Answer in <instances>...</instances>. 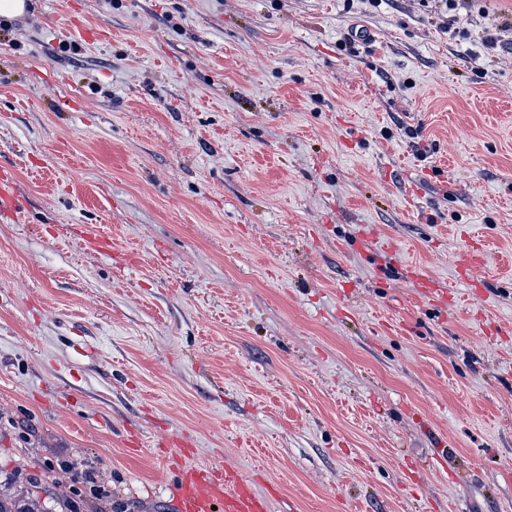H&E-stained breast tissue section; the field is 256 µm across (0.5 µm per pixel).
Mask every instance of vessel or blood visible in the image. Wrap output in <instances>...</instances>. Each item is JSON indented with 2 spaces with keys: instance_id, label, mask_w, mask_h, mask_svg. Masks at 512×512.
I'll return each instance as SVG.
<instances>
[{
  "instance_id": "obj_1",
  "label": "vessel or blood",
  "mask_w": 512,
  "mask_h": 512,
  "mask_svg": "<svg viewBox=\"0 0 512 512\" xmlns=\"http://www.w3.org/2000/svg\"><path fill=\"white\" fill-rule=\"evenodd\" d=\"M25 208V195L15 175L0 168V219H16ZM484 262L483 252L473 245L458 256L455 265L464 280L475 288L479 282L473 273ZM403 276L431 306L441 309L447 305V290L427 268L410 266ZM168 490L177 512H267L265 500L253 493L249 481L238 469L231 467L207 470L184 464L178 468L177 478Z\"/></svg>"
}]
</instances>
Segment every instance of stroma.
<instances>
[{"mask_svg":"<svg viewBox=\"0 0 512 512\" xmlns=\"http://www.w3.org/2000/svg\"><path fill=\"white\" fill-rule=\"evenodd\" d=\"M30 2L0 31V481L174 512L157 443L188 433L270 512H512V0L461 37L418 0ZM26 208L25 195L12 171L0 167V219H16ZM485 262L484 253L479 249L478 246L471 245L463 251L455 261V265L459 272L463 276L464 280L472 288H482L478 280H475L472 276L475 270L480 268ZM403 277L415 288L416 294L429 302L435 308L442 309L448 305V290L432 276L423 266H408L403 272Z\"/></svg>","mask_w":512,"mask_h":512,"instance_id":"stroma-1","label":"stroma"}]
</instances>
